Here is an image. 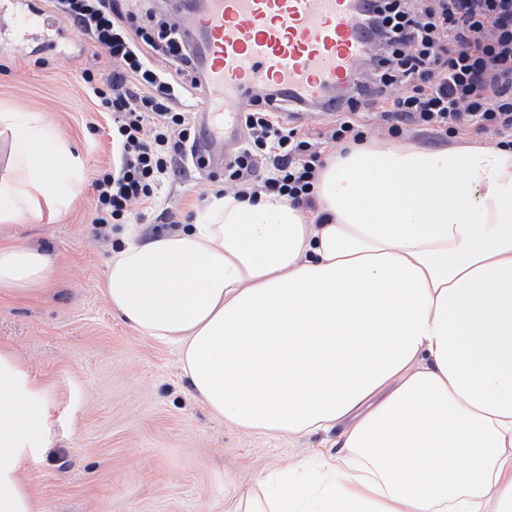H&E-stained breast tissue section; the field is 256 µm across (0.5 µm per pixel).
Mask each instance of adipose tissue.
Returning <instances> with one entry per match:
<instances>
[{"instance_id":"1","label":"adipose tissue","mask_w":512,"mask_h":512,"mask_svg":"<svg viewBox=\"0 0 512 512\" xmlns=\"http://www.w3.org/2000/svg\"><path fill=\"white\" fill-rule=\"evenodd\" d=\"M43 124L0 113L1 224L79 187ZM315 196L321 224L274 195L216 196L174 231L124 228L108 263L112 310L177 349L226 425L340 432L309 483L284 467L227 512H512V150L353 145ZM52 276L42 250L0 247V290ZM40 394L0 349V512H41L21 476L49 427Z\"/></svg>"}]
</instances>
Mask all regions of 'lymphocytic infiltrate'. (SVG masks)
<instances>
[{"mask_svg": "<svg viewBox=\"0 0 512 512\" xmlns=\"http://www.w3.org/2000/svg\"><path fill=\"white\" fill-rule=\"evenodd\" d=\"M68 25L114 63L106 76L85 71L87 91L112 114L113 164L95 179L93 221L120 231L135 204L151 203L175 158L195 136L174 75L192 69L177 28L166 32L175 74L157 68L109 0H49ZM370 68L340 103L339 118L309 133L281 120L280 105L254 103L246 137L224 166V189L261 193L312 207L323 148L366 138L365 113L397 134L412 127L445 139L490 133L512 149V0H374L361 16Z\"/></svg>", "mask_w": 512, "mask_h": 512, "instance_id": "1", "label": "lymphocytic infiltrate"}]
</instances>
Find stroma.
Listing matches in <instances>:
<instances>
[{
  "label": "stroma",
  "instance_id": "1",
  "mask_svg": "<svg viewBox=\"0 0 512 512\" xmlns=\"http://www.w3.org/2000/svg\"><path fill=\"white\" fill-rule=\"evenodd\" d=\"M154 43L180 24L170 0H115ZM0 39V113L42 112L46 132L63 143L83 186L60 211L0 224V246L46 252L54 275L43 289L0 293V349L14 351L43 389L50 416L22 473L41 512H226L269 473L324 451V434L265 438L224 424L193 396L172 346L124 322L101 294L116 236L93 223V182L112 163L110 113L86 92L84 71L110 73L105 50L66 28L42 50ZM178 176L159 183L136 230L155 236L192 223L211 175L183 153Z\"/></svg>",
  "mask_w": 512,
  "mask_h": 512
}]
</instances>
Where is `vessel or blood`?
I'll use <instances>...</instances> for the list:
<instances>
[{"mask_svg": "<svg viewBox=\"0 0 512 512\" xmlns=\"http://www.w3.org/2000/svg\"><path fill=\"white\" fill-rule=\"evenodd\" d=\"M363 0H190L183 32L198 79L193 149L223 168L241 142V112L258 97L288 99L300 117L351 89L369 65L359 24ZM0 38L60 21L30 0H0Z\"/></svg>", "mask_w": 512, "mask_h": 512, "instance_id": "1", "label": "vessel or blood"}]
</instances>
